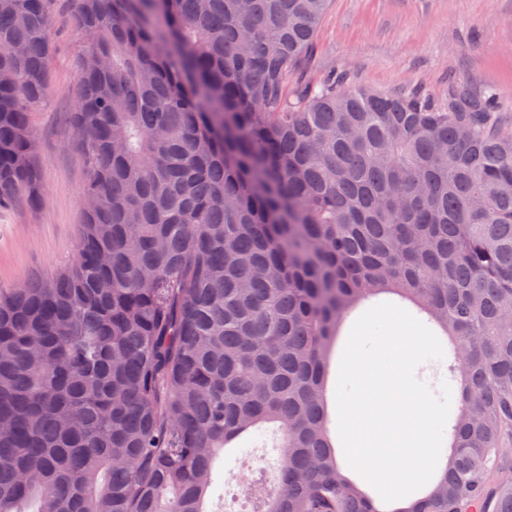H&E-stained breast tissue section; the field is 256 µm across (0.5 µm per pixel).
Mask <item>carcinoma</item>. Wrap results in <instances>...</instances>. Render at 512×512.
<instances>
[{
    "label": "carcinoma",
    "mask_w": 512,
    "mask_h": 512,
    "mask_svg": "<svg viewBox=\"0 0 512 512\" xmlns=\"http://www.w3.org/2000/svg\"><path fill=\"white\" fill-rule=\"evenodd\" d=\"M50 0H0V207L42 199ZM331 0H70L89 178L71 265L0 292V512H208L272 423L250 512H512V133L499 96L289 90ZM393 295L447 336L450 458L380 506L327 369ZM372 306L369 304H364L360 306L344 323V325L341 328L339 336L336 337V345L334 347L332 360H331V366H330V373L329 377H332V387L335 390L336 389V382H337V376H338V370H339V364L341 360V356L344 350V347L346 345L349 333L351 331V328L355 321L368 309H370ZM274 433L271 428L263 429L252 436L243 448H234L230 455L224 453L217 467V479L222 484L207 501L209 511L217 510L218 504V512L244 510L243 484L240 480L257 470V466L273 465L269 458L274 454L271 448Z\"/></svg>",
    "instance_id": "obj_1"
}]
</instances>
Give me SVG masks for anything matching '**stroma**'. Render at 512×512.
<instances>
[{
  "instance_id": "1",
  "label": "stroma",
  "mask_w": 512,
  "mask_h": 512,
  "mask_svg": "<svg viewBox=\"0 0 512 512\" xmlns=\"http://www.w3.org/2000/svg\"><path fill=\"white\" fill-rule=\"evenodd\" d=\"M59 31L50 59L51 90L31 114L43 200L17 197L0 208V289L47 276L70 264L84 220V154L73 128L78 73L66 0H55ZM381 93L422 91L440 101L464 82L475 93L495 90L498 120L512 132V0H332L303 68L304 85L329 73ZM274 432L264 429L218 462L221 485L209 512H242V480L269 465Z\"/></svg>"
}]
</instances>
